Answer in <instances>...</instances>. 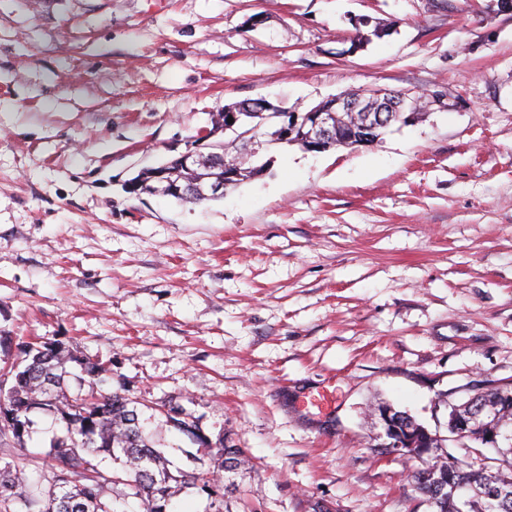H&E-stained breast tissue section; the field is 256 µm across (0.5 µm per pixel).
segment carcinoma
<instances>
[{
  "label": "carcinoma",
  "mask_w": 512,
  "mask_h": 512,
  "mask_svg": "<svg viewBox=\"0 0 512 512\" xmlns=\"http://www.w3.org/2000/svg\"><path fill=\"white\" fill-rule=\"evenodd\" d=\"M428 100L421 95L400 97L387 90L369 96L365 107L352 115L336 113L330 147H353L352 130L367 117L377 114L389 125L406 124L408 116L426 113ZM253 133L260 152L281 139L265 130L263 118L256 117ZM247 140L232 137L224 141V166L237 172L230 187L254 177L256 164L246 149ZM91 379V390L71 396L66 381L73 370ZM112 379V367L80 354L64 337L20 343L0 369V440L13 443L15 453L0 454V512H126L123 503L108 498L109 489L122 484L138 500L139 512H171L177 488L187 484L198 488L208 499L207 512H224V472L234 471L248 460L239 448H212L189 415L178 407L168 408L166 417L173 427L197 442L203 451L215 453L216 470L206 476L194 472L173 475L163 453L143 434L136 402L122 388L104 390ZM491 402L500 405L493 427L509 442L506 450L483 442L479 430L469 429L468 453L484 455L493 448L499 454L494 464L467 470L448 451L437 432H432L421 465L412 468L409 478L420 499L434 512H512V389L492 388L459 406L463 417L475 416ZM41 410L62 424L64 435L56 438L50 455L56 462L47 484L31 480L22 458L30 433V414ZM121 461V469L104 465L106 459ZM506 489L511 494L504 509L487 497L488 490Z\"/></svg>",
  "instance_id": "cac0c4a2"
}]
</instances>
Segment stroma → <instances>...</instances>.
<instances>
[{
  "mask_svg": "<svg viewBox=\"0 0 512 512\" xmlns=\"http://www.w3.org/2000/svg\"><path fill=\"white\" fill-rule=\"evenodd\" d=\"M384 28L352 49L355 19ZM358 89L441 94L357 148L274 145L183 205L126 181L212 113ZM0 334L111 364L171 470L249 460L224 512H431L381 452L385 402L512 383V13L495 0H0ZM328 402H314L319 393ZM32 479L53 436L34 414Z\"/></svg>",
  "mask_w": 512,
  "mask_h": 512,
  "instance_id": "obj_1",
  "label": "stroma"
}]
</instances>
